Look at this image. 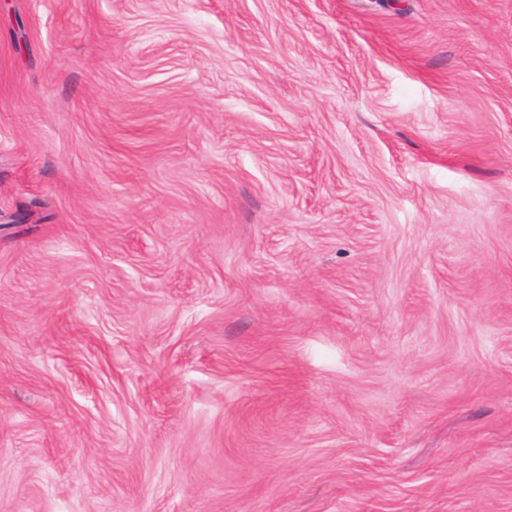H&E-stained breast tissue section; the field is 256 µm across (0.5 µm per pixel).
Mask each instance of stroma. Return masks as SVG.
<instances>
[{"label":"stroma","instance_id":"stroma-1","mask_svg":"<svg viewBox=\"0 0 512 512\" xmlns=\"http://www.w3.org/2000/svg\"><path fill=\"white\" fill-rule=\"evenodd\" d=\"M0 512H512V0H0Z\"/></svg>","mask_w":512,"mask_h":512}]
</instances>
